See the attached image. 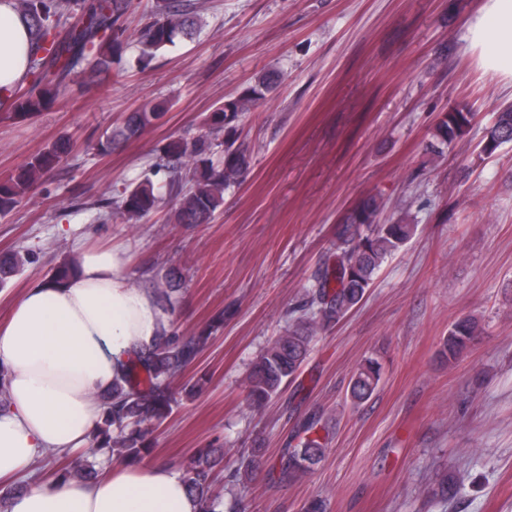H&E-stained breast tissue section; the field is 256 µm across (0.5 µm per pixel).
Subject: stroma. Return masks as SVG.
<instances>
[{"instance_id":"1","label":"stroma","mask_w":512,"mask_h":512,"mask_svg":"<svg viewBox=\"0 0 512 512\" xmlns=\"http://www.w3.org/2000/svg\"><path fill=\"white\" fill-rule=\"evenodd\" d=\"M187 2L201 18L193 39L140 66L152 0H130L127 43L108 74L72 75L51 108L0 120V177L56 141L71 144L0 217V255L30 258L0 288V322L25 287L78 257V244L126 246L135 287L161 269L181 272L180 335L213 330L178 378V403L153 428L145 465L181 470L198 449H223L216 488L228 498L240 458L263 447L241 512H302L314 498L325 512H512V143L481 151L512 87L465 48L484 0ZM270 71L278 89L240 121L249 173L210 223H174L166 204L135 224L99 218L97 203L128 183L151 173L168 183L171 173L153 170L164 145L208 134L215 103ZM159 101L161 125L95 151L107 128ZM455 105L475 118L460 142L434 152L432 129ZM369 196L384 200V217L408 210L414 234L363 300L318 333L296 382L253 408L251 362L297 318L337 226ZM463 317L482 332L451 364L442 344ZM370 357L381 379L357 405L348 384ZM312 414L331 429L324 457L298 481H275L271 457ZM446 472L461 491L444 504L432 489Z\"/></svg>"}]
</instances>
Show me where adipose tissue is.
<instances>
[{"label":"adipose tissue","mask_w":512,"mask_h":512,"mask_svg":"<svg viewBox=\"0 0 512 512\" xmlns=\"http://www.w3.org/2000/svg\"><path fill=\"white\" fill-rule=\"evenodd\" d=\"M468 40L486 73L512 85V0H485ZM31 32L0 0V102L29 69ZM125 250L85 249L64 282L27 287L0 326L9 404L0 408V483L23 482L5 512H198L182 474L160 462H104L91 481H41V458L81 447L103 414L98 393L169 329L156 296L130 284Z\"/></svg>","instance_id":"1"}]
</instances>
